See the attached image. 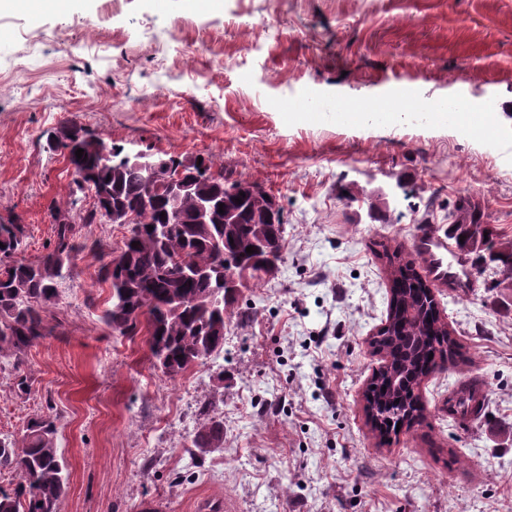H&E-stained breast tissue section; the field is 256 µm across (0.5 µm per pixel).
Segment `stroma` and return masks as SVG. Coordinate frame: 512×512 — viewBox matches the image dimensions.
Returning a JSON list of instances; mask_svg holds the SVG:
<instances>
[{"mask_svg":"<svg viewBox=\"0 0 512 512\" xmlns=\"http://www.w3.org/2000/svg\"><path fill=\"white\" fill-rule=\"evenodd\" d=\"M407 73L422 94L448 79L499 96L512 139V0H70L65 11H0V216H20V257L54 238L50 203L88 242L117 251L126 226L85 224L90 200L47 138L69 119L126 152L212 156L279 199L275 276L251 281L224 348L168 378L143 336L103 315L109 288L85 251L57 284L52 333L0 372V437L54 418L69 465L61 512H512V288L478 266L470 296L442 288L459 357L425 379L421 418L382 443L364 412L383 363L369 344L390 300L385 255L413 258L416 225L449 228L470 200L512 243V162L479 129L305 119L310 93L375 101ZM481 419L448 416L466 380ZM217 405L224 445L190 436Z\"/></svg>","mask_w":512,"mask_h":512,"instance_id":"stroma-1","label":"stroma"}]
</instances>
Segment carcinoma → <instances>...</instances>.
I'll list each match as a JSON object with an SVG mask.
<instances>
[{"label": "carcinoma", "instance_id": "1", "mask_svg": "<svg viewBox=\"0 0 512 512\" xmlns=\"http://www.w3.org/2000/svg\"><path fill=\"white\" fill-rule=\"evenodd\" d=\"M47 147L66 157L77 188L86 184L95 190L96 201L84 223L117 224L123 216H133L127 224L132 241L124 242L118 253L100 250L99 276L109 283L112 300L104 323L123 336L145 331L154 366L171 378L220 353L224 323L238 300L226 295L224 261H245L250 274L240 287H249L250 280L265 272L268 252L263 240L274 231L284 234L282 210H273L261 187L224 176V165L209 156L151 154L152 161L181 169L187 191L173 204L153 168L116 163L125 155L124 148L92 130L65 125ZM78 149L84 150L80 159ZM242 192V203H235ZM201 201L226 202L224 213L216 209L209 223H196ZM61 211L55 203L48 207L54 239L47 252L30 263L17 260L26 245L27 225L17 216L0 217V358L14 359L15 370L27 348L52 332L49 315L57 282L85 248L78 242L79 228L58 221ZM453 231L465 237L464 245L481 263H500L512 271V252L492 248V225L475 219L454 225ZM249 246L254 253H246ZM393 259L403 279L396 284L398 292L391 294L389 328L372 340L373 348L388 360L365 396L373 411L372 427L385 426L390 434L397 424L420 415L415 389L422 380L459 353L457 340L434 311L430 289L422 286L410 261L396 255ZM202 415L190 437L191 447L202 453L223 447L224 420L217 408L207 406ZM3 469L15 471L19 481L12 491H0V512H60L69 472L51 418H30L20 444L0 438Z\"/></svg>", "mask_w": 512, "mask_h": 512}]
</instances>
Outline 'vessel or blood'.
Segmentation results:
<instances>
[{
  "label": "vessel or blood",
  "instance_id": "obj_1",
  "mask_svg": "<svg viewBox=\"0 0 512 512\" xmlns=\"http://www.w3.org/2000/svg\"><path fill=\"white\" fill-rule=\"evenodd\" d=\"M377 93L383 105H391L403 99L421 103L422 97L415 89L413 79L400 76L385 79L378 83ZM440 111L449 117L468 112L477 119H489L498 108V98L493 93H484L481 99H473L470 94L455 83H448L435 97ZM411 247L419 255L423 270L430 283L447 289L455 296L469 295L473 288L472 262L468 255L449 242L440 225L421 224L416 226L411 239Z\"/></svg>",
  "mask_w": 512,
  "mask_h": 512
}]
</instances>
